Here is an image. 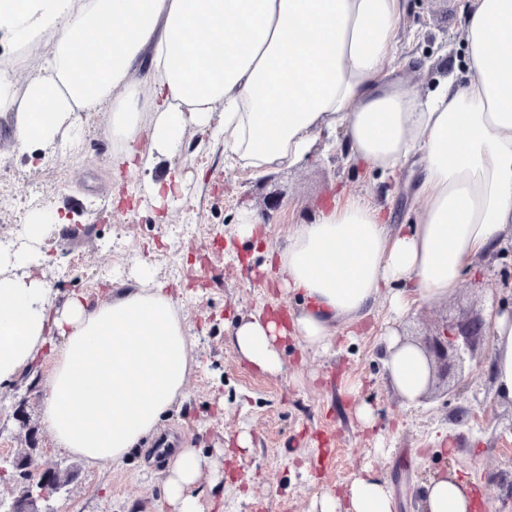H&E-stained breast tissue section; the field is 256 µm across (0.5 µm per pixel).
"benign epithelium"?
<instances>
[{"mask_svg": "<svg viewBox=\"0 0 512 512\" xmlns=\"http://www.w3.org/2000/svg\"><path fill=\"white\" fill-rule=\"evenodd\" d=\"M485 333L483 318L462 316L446 325L441 333L421 338L419 345L430 362L432 374L445 381L465 355L475 357L476 341Z\"/></svg>", "mask_w": 512, "mask_h": 512, "instance_id": "7a95c632", "label": "benign epithelium"}]
</instances>
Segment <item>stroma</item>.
<instances>
[{
  "label": "stroma",
  "mask_w": 512,
  "mask_h": 512,
  "mask_svg": "<svg viewBox=\"0 0 512 512\" xmlns=\"http://www.w3.org/2000/svg\"><path fill=\"white\" fill-rule=\"evenodd\" d=\"M398 54L421 64L396 72L418 99L448 72L466 78L458 0H406ZM174 164L189 179L186 192L158 208L141 195V172L113 150L107 113L89 119L72 149L37 161L14 150L12 124L0 118V243L21 241L31 209L65 210L71 221L49 237L41 266L53 303L74 293L93 303L111 300L145 262L195 340L184 396L118 465L92 466L55 447L43 414L49 360L0 386V512H11L15 465L29 455L37 463L33 476L50 471L58 478L41 491L40 512H171L162 497L168 468L153 461L160 446L171 455L197 449L207 470L223 473L217 485L200 484L203 512H313L323 493L343 494L366 473L387 481L394 512H421L425 484L445 471L474 479L486 512H512V492L488 479L492 472L512 475V401L495 388L490 338L477 341V361L451 392L433 389L412 406L386 373L385 303H376L360 326L336 322L329 352L285 338L286 365L277 375L252 367L230 340L239 320L301 310L267 257L286 246L295 225L311 222L336 196L354 194L388 206V222L398 226L412 204L416 168L390 176L319 148L301 167L257 174L225 153L210 130L195 127ZM272 198L279 210L264 225L262 243L239 239V215ZM477 265L478 273H464L448 298L413 306L402 321L408 337L438 333L463 309H512V245ZM349 378L362 384L359 399L343 391ZM360 400L374 408L373 424L358 419ZM244 433L251 446L243 450Z\"/></svg>",
  "instance_id": "stroma-1"
}]
</instances>
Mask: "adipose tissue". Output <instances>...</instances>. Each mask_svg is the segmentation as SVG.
Wrapping results in <instances>:
<instances>
[{
    "label": "adipose tissue",
    "instance_id": "ef3b65f1",
    "mask_svg": "<svg viewBox=\"0 0 512 512\" xmlns=\"http://www.w3.org/2000/svg\"><path fill=\"white\" fill-rule=\"evenodd\" d=\"M405 0H0V37L22 49L51 41L23 79L0 71V112L12 114L17 148L57 151L105 112L142 193L178 200L180 175H154L184 149L189 127L215 129L244 168L302 166L317 142L392 174L413 153L422 177L412 223L389 230L381 207L350 196L294 227L272 253L304 307L291 325L256 315L232 342L268 374L284 368L280 338L328 350L333 325L362 321L378 300L391 314L385 367L406 404L427 392L431 367L399 335L418 302L448 298L463 272L512 242V0H461L465 83L446 79L426 102L394 79ZM58 208L29 211L25 242L0 249V385L49 352L44 418L56 447L89 464H121L156 432L185 390L194 342L150 265L109 302L50 299L39 273ZM496 389L512 399V315L489 314ZM198 453L180 449L162 486L172 512H202ZM470 485L431 478L424 512H473ZM315 512H392L386 483L357 476L345 499Z\"/></svg>",
    "mask_w": 512,
    "mask_h": 512
}]
</instances>
